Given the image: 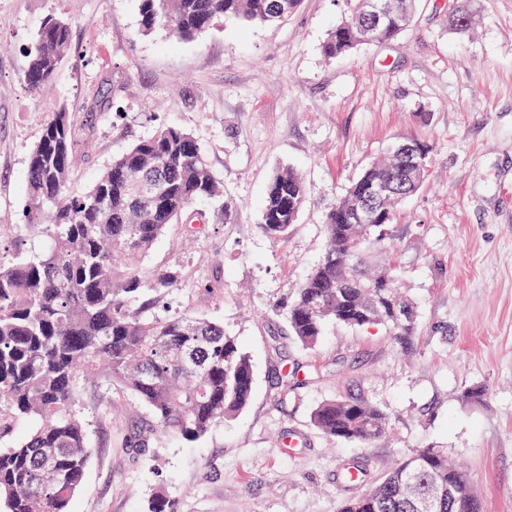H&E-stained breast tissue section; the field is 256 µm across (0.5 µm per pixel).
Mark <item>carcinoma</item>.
Wrapping results in <instances>:
<instances>
[{
  "instance_id": "obj_1",
  "label": "carcinoma",
  "mask_w": 512,
  "mask_h": 512,
  "mask_svg": "<svg viewBox=\"0 0 512 512\" xmlns=\"http://www.w3.org/2000/svg\"><path fill=\"white\" fill-rule=\"evenodd\" d=\"M418 0H390L387 22L369 21L353 0L351 15L330 32L329 58L343 56L374 37L387 43L410 25ZM301 0H140V32L162 29L177 40L193 38L218 17L270 24L294 13ZM71 41V26L48 18L29 50L27 82L48 83ZM76 121L55 112L28 159L26 218L45 224L47 250L33 259L0 263V430L26 418L38 426L19 444L0 448V512H71L91 449L73 412L80 383L98 378L129 392L148 407L153 424L125 446L146 451L161 433L192 443L242 411L251 401L250 356L224 326L193 316L157 318L130 309L144 288H173L170 268L144 271L139 261L169 224L191 219L207 204L210 218L231 220L232 207L196 139L177 127L158 130L112 161L81 193L70 190ZM426 167L408 168L390 152L366 168L332 205L326 248L314 271L285 305L289 330L312 347L327 324L383 325L401 348L418 327L414 303L405 298L391 267L367 265L371 241L391 239L397 199L414 193ZM397 180L398 197L385 204L381 222L367 230L357 204L368 189ZM305 199L301 176L282 168L261 204L266 235L293 229ZM407 308L409 320L392 317ZM313 425L325 435L366 447L386 436L388 419L377 406L340 399L318 406ZM468 483L439 448L401 459L372 490L350 497L340 512H454L448 488Z\"/></svg>"
}]
</instances>
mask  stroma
<instances>
[{"label":"stroma","instance_id":"stroma-1","mask_svg":"<svg viewBox=\"0 0 512 512\" xmlns=\"http://www.w3.org/2000/svg\"><path fill=\"white\" fill-rule=\"evenodd\" d=\"M139 0H0V262L48 245L23 223L28 156L53 112L91 118L80 132L71 188L160 128L202 146L232 204L227 224L168 225L141 265L181 271L176 288L144 291L136 306L222 323L250 355L249 405L193 443L153 435L120 387L82 390L73 410L92 455L72 512H339L402 458L444 449L466 472L483 512H512V0H420L390 43L326 58L348 0H303L278 25L216 21L189 40L139 32ZM71 25V48L50 86L26 83L41 24ZM402 140L427 146L419 189L395 209L393 265L416 305L418 335L400 349L381 325L327 327L314 347L289 329L283 301L320 262L331 205ZM293 168L306 196L293 230L269 239L260 203L274 173ZM295 375L281 381L283 372ZM484 390L478 400L465 392ZM380 407L391 429L374 446L341 442L311 422L334 399ZM363 477L344 482L347 464Z\"/></svg>","mask_w":512,"mask_h":512}]
</instances>
